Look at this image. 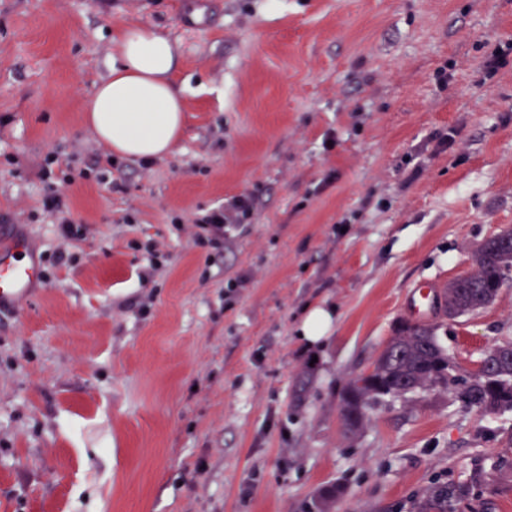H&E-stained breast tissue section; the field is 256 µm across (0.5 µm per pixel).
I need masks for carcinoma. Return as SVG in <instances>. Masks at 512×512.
Returning a JSON list of instances; mask_svg holds the SVG:
<instances>
[{
  "mask_svg": "<svg viewBox=\"0 0 512 512\" xmlns=\"http://www.w3.org/2000/svg\"><path fill=\"white\" fill-rule=\"evenodd\" d=\"M471 285L459 288V306L479 307L496 297L512 270V250L488 241L472 251ZM448 350L440 342L434 326H406L398 329L375 360L372 371L381 385L401 391V397L428 389L453 394L465 406L482 413H512V344L499 345L501 373L494 380L448 374L444 357ZM360 377L350 379L340 396V415L346 431L363 428L371 411L386 402V397L368 386L358 385ZM415 512H448V488L436 487L415 504Z\"/></svg>",
  "mask_w": 512,
  "mask_h": 512,
  "instance_id": "carcinoma-1",
  "label": "carcinoma"
}]
</instances>
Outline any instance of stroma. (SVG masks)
<instances>
[{
  "mask_svg": "<svg viewBox=\"0 0 512 512\" xmlns=\"http://www.w3.org/2000/svg\"><path fill=\"white\" fill-rule=\"evenodd\" d=\"M131 24L178 43L184 125L151 161L84 123ZM511 41L512 0H0V225L42 272L0 310V512H308L332 486L333 512H413L438 485L512 512V414L426 391L348 435L339 411L398 322L465 365L512 341V280L453 322L410 308L512 229V60L483 66ZM49 157L82 236L43 207ZM242 194L249 223L198 246ZM257 207L252 195L234 197L224 207L213 209L194 221L197 228L195 239L198 244L216 245L224 243V228L227 224H245ZM332 313L323 306L310 307L299 326L300 336L314 344L325 337L331 329Z\"/></svg>",
  "mask_w": 512,
  "mask_h": 512,
  "instance_id": "obj_1",
  "label": "stroma"
}]
</instances>
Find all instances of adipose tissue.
Listing matches in <instances>:
<instances>
[{"mask_svg":"<svg viewBox=\"0 0 512 512\" xmlns=\"http://www.w3.org/2000/svg\"><path fill=\"white\" fill-rule=\"evenodd\" d=\"M177 52L175 41L151 27L127 25L118 32L109 73L85 115L115 154L150 160L176 144L185 110L171 81Z\"/></svg>","mask_w":512,"mask_h":512,"instance_id":"adipose-tissue-1","label":"adipose tissue"}]
</instances>
